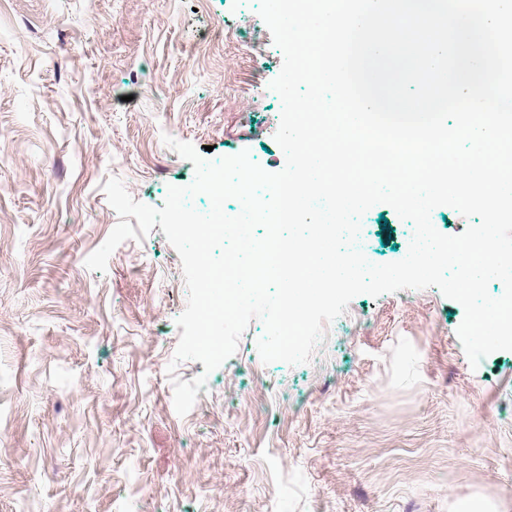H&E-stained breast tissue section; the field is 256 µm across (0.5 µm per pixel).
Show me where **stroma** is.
Returning <instances> with one entry per match:
<instances>
[{
  "label": "stroma",
  "mask_w": 512,
  "mask_h": 512,
  "mask_svg": "<svg viewBox=\"0 0 512 512\" xmlns=\"http://www.w3.org/2000/svg\"><path fill=\"white\" fill-rule=\"evenodd\" d=\"M281 66L257 0H0V512H512V351L470 366L434 287L356 296L294 367L251 321L177 415L181 261L103 187L163 207L166 134L276 167Z\"/></svg>",
  "instance_id": "stroma-1"
}]
</instances>
